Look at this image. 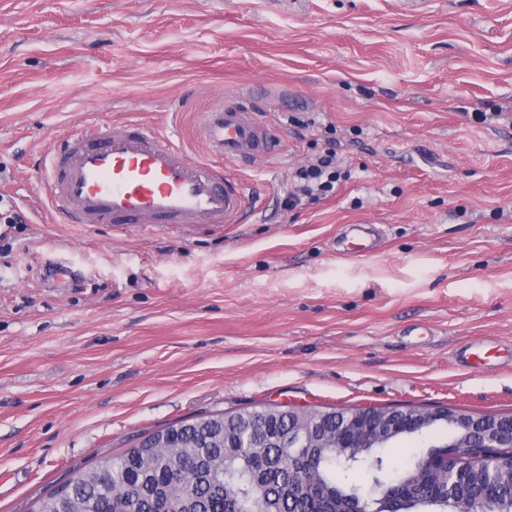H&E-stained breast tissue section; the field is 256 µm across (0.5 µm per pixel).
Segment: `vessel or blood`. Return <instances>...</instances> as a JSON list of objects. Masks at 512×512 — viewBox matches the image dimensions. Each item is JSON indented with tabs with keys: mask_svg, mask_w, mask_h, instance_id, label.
Returning a JSON list of instances; mask_svg holds the SVG:
<instances>
[{
	"mask_svg": "<svg viewBox=\"0 0 512 512\" xmlns=\"http://www.w3.org/2000/svg\"><path fill=\"white\" fill-rule=\"evenodd\" d=\"M199 130L212 159L138 122L73 134L44 164L49 213L73 224L243 223L251 190L222 163L273 157L274 136L246 102L211 107Z\"/></svg>",
	"mask_w": 512,
	"mask_h": 512,
	"instance_id": "vessel-or-blood-1",
	"label": "vessel or blood"
}]
</instances>
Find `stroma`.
Returning <instances> with one entry per match:
<instances>
[{
  "label": "stroma",
  "instance_id": "1",
  "mask_svg": "<svg viewBox=\"0 0 512 512\" xmlns=\"http://www.w3.org/2000/svg\"><path fill=\"white\" fill-rule=\"evenodd\" d=\"M249 100L244 224H69L43 161ZM310 123L296 135L290 116ZM336 127V192L289 179ZM0 512L143 434L263 403L512 414V0H0ZM66 266L46 277L50 263Z\"/></svg>",
  "mask_w": 512,
  "mask_h": 512
}]
</instances>
